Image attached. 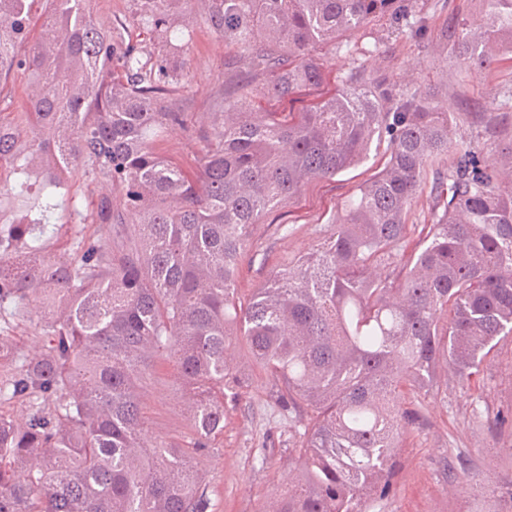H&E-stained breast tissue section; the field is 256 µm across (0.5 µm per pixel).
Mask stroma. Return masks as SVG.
Wrapping results in <instances>:
<instances>
[{
  "label": "stroma",
  "instance_id": "stroma-1",
  "mask_svg": "<svg viewBox=\"0 0 512 512\" xmlns=\"http://www.w3.org/2000/svg\"><path fill=\"white\" fill-rule=\"evenodd\" d=\"M426 19L422 30L394 33L381 19L367 32L348 35L353 52L328 50L331 76L352 67L398 87H431L452 112H476L512 95V62L488 70L465 69L441 30L480 14L479 0H418ZM224 41L196 22L185 51L186 83L178 100L192 124H202L223 93L229 75ZM382 155L304 193L255 231L253 248L243 256L237 296L248 302L272 269L312 253L327 237L333 216L372 178ZM233 354L243 381L224 398V434L214 447L198 452L194 465L204 478L210 512H273L288 489L289 458L302 429L299 415L275 399L276 384L253 361L245 344ZM483 385L471 388L458 375L439 367L438 387L419 398L422 420L407 437L399 458L393 495L374 502L371 512H470L480 492H512V430L498 428L490 412L512 409V339L500 342L484 365ZM146 438L149 442H190L192 429L183 406L181 380L158 363L143 387Z\"/></svg>",
  "mask_w": 512,
  "mask_h": 512
}]
</instances>
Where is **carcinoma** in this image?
<instances>
[{"mask_svg":"<svg viewBox=\"0 0 512 512\" xmlns=\"http://www.w3.org/2000/svg\"><path fill=\"white\" fill-rule=\"evenodd\" d=\"M442 31L468 66L512 54V0ZM250 77L224 91L209 129L175 104L193 6ZM415 0H134L105 22L89 0H0V321L43 313L39 354L0 331V512H207L193 454L224 434L228 358L245 342L281 398L305 416L276 512H368L388 498L405 437L420 420L409 392L446 365L466 383L512 336V135L500 111L450 115L439 92L351 71L327 80L320 51ZM42 35L27 42L32 16ZM24 77L28 100L13 107ZM465 118L483 148L453 144ZM198 144L193 173L161 154L171 128ZM384 149L381 170L332 220L316 252L237 301L253 231L311 181ZM105 199L58 221L72 180ZM430 223L404 257L407 220ZM70 235L69 252L45 245ZM163 360L183 381L189 446L150 447L140 389ZM428 203L426 202V199L424 198L419 202V204L414 208L412 211L408 224H417L413 226H409V232L406 237L405 243H404V254L406 256H409L411 253H413L420 245L422 235L421 230L423 228V224L430 223L429 219V210H428Z\"/></svg>","mask_w":512,"mask_h":512,"instance_id":"obj_1","label":"carcinoma"}]
</instances>
